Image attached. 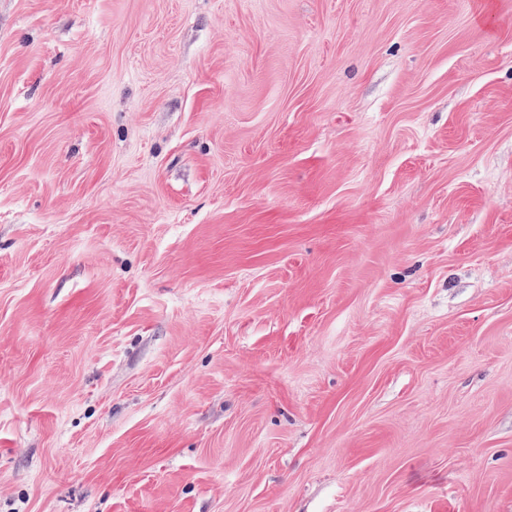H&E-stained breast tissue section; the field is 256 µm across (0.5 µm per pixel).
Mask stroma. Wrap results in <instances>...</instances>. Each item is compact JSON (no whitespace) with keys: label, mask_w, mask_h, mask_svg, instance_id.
Masks as SVG:
<instances>
[{"label":"stroma","mask_w":512,"mask_h":512,"mask_svg":"<svg viewBox=\"0 0 512 512\" xmlns=\"http://www.w3.org/2000/svg\"><path fill=\"white\" fill-rule=\"evenodd\" d=\"M0 512H512V0H0Z\"/></svg>","instance_id":"obj_1"}]
</instances>
